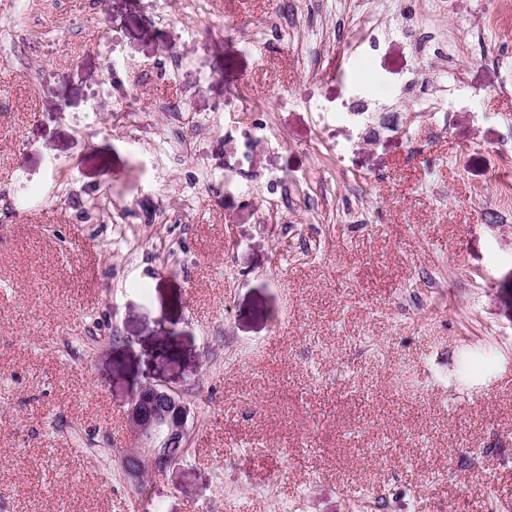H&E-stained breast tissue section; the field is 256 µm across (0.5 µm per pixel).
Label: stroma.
I'll return each mask as SVG.
<instances>
[{"label": "stroma", "instance_id": "1", "mask_svg": "<svg viewBox=\"0 0 512 512\" xmlns=\"http://www.w3.org/2000/svg\"><path fill=\"white\" fill-rule=\"evenodd\" d=\"M182 3L0 16V512H512V0ZM150 382L191 451L135 488Z\"/></svg>", "mask_w": 512, "mask_h": 512}]
</instances>
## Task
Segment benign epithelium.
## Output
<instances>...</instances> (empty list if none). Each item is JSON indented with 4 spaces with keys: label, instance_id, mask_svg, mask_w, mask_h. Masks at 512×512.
<instances>
[{
    "label": "benign epithelium",
    "instance_id": "obj_1",
    "mask_svg": "<svg viewBox=\"0 0 512 512\" xmlns=\"http://www.w3.org/2000/svg\"><path fill=\"white\" fill-rule=\"evenodd\" d=\"M193 418L178 391L161 383L143 386L126 412L131 448L121 458L125 479L137 487L147 474L162 475L175 465L174 450L189 446Z\"/></svg>",
    "mask_w": 512,
    "mask_h": 512
}]
</instances>
